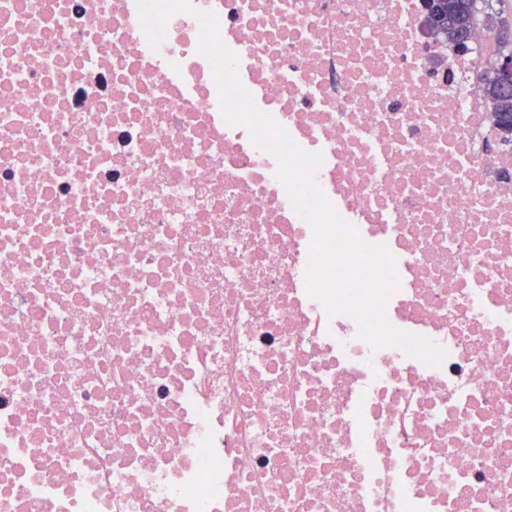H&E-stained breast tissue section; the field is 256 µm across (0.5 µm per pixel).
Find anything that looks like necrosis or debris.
Masks as SVG:
<instances>
[{"instance_id":"1","label":"necrosis or debris","mask_w":512,"mask_h":512,"mask_svg":"<svg viewBox=\"0 0 512 512\" xmlns=\"http://www.w3.org/2000/svg\"><path fill=\"white\" fill-rule=\"evenodd\" d=\"M0 0V512H512V141L421 0ZM398 284L371 346L304 275L198 13Z\"/></svg>"}]
</instances>
